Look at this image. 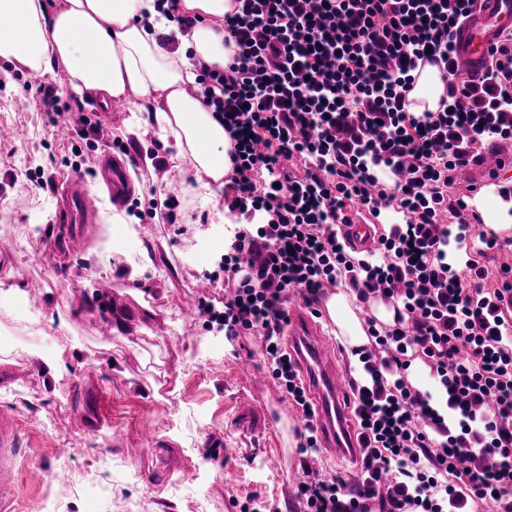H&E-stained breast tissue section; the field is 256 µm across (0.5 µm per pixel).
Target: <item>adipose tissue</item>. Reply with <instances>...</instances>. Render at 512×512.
Instances as JSON below:
<instances>
[{
  "instance_id": "adipose-tissue-1",
  "label": "adipose tissue",
  "mask_w": 512,
  "mask_h": 512,
  "mask_svg": "<svg viewBox=\"0 0 512 512\" xmlns=\"http://www.w3.org/2000/svg\"><path fill=\"white\" fill-rule=\"evenodd\" d=\"M234 0H180L183 14L198 16L190 33L156 12L154 0H66L50 11L46 0H0V16L12 24L0 28V57L36 76L51 73L62 62L77 95L96 92L122 98L133 110H152L163 137L173 138L180 163L194 170L200 187L216 193L232 168L230 140L197 95L194 59L225 66L224 17ZM95 40H87V33ZM172 35L161 45L159 34ZM332 323L349 347L369 340L358 308L345 292L326 301Z\"/></svg>"
}]
</instances>
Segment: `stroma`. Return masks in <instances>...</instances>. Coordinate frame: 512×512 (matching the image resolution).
<instances>
[{
    "mask_svg": "<svg viewBox=\"0 0 512 512\" xmlns=\"http://www.w3.org/2000/svg\"><path fill=\"white\" fill-rule=\"evenodd\" d=\"M42 82L78 102L64 66L39 79L0 58V126L12 131L0 138V405L17 408L25 430L16 512H241L252 502L300 512V454L280 432L255 466L242 462L230 401L249 383L223 336L184 314L187 299L224 298L200 285L224 251L212 202L189 173L190 200L172 224L160 213L135 223L100 198L87 240L53 258L72 170L94 177L102 147L124 142L135 175L128 200L146 213L163 199L177 148L150 114L110 117L98 97L99 144L56 139ZM98 396L105 426L91 404Z\"/></svg>",
    "mask_w": 512,
    "mask_h": 512,
    "instance_id": "1",
    "label": "stroma"
}]
</instances>
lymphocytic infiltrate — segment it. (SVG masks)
<instances>
[{"mask_svg":"<svg viewBox=\"0 0 512 512\" xmlns=\"http://www.w3.org/2000/svg\"><path fill=\"white\" fill-rule=\"evenodd\" d=\"M476 0H240L224 17L225 67L196 61L198 92L231 139L224 206L239 223L207 278L222 305L201 311L227 342L260 336L264 363L302 414V512H463L469 501L512 512V266L501 286L476 258L499 239L470 237L455 172L487 141L512 139V33L491 48L481 81L455 63L453 32ZM440 66L445 93L413 111L422 62ZM44 111L77 136L101 126L38 89ZM403 215L367 257L339 231L348 205ZM464 251L462 270L447 262ZM348 283L359 301L393 305L394 325L369 320L354 381L362 439L352 479L315 477L312 406L284 349L288 303H315ZM430 384L413 386L414 360Z\"/></svg>","mask_w":512,"mask_h":512,"instance_id":"obj_1","label":"lymphocytic infiltrate"}]
</instances>
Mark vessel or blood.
Returning <instances> with one entry per match:
<instances>
[{
  "label": "vessel or blood",
  "instance_id": "1",
  "mask_svg": "<svg viewBox=\"0 0 512 512\" xmlns=\"http://www.w3.org/2000/svg\"><path fill=\"white\" fill-rule=\"evenodd\" d=\"M512 32V0H477L472 16L454 34L456 61L474 77H482L484 62L499 37ZM131 188L127 157L103 150L94 182L78 173L63 182L62 208L54 217L58 224H93L98 219L94 206L96 191H103L114 204H121ZM350 247L364 251L375 242V229L361 219L342 225ZM286 349L301 372L313 407V424L323 446L337 463L350 472L361 464V443L351 422L353 396L350 378L340 370L333 345L324 336L314 312L303 298H293L288 306ZM243 417L242 432L259 438L270 432L275 422H295L288 402L265 397L262 385L254 384L249 395L236 403ZM21 420L10 408L0 409V512H14L18 498Z\"/></svg>",
  "mask_w": 512,
  "mask_h": 512
}]
</instances>
